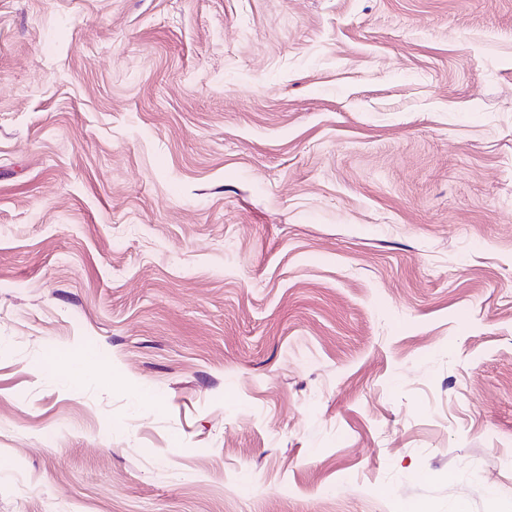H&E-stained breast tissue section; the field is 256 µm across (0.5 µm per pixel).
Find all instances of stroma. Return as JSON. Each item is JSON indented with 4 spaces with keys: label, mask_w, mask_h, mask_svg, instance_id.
Listing matches in <instances>:
<instances>
[{
    "label": "stroma",
    "mask_w": 512,
    "mask_h": 512,
    "mask_svg": "<svg viewBox=\"0 0 512 512\" xmlns=\"http://www.w3.org/2000/svg\"><path fill=\"white\" fill-rule=\"evenodd\" d=\"M512 512V0H0V512Z\"/></svg>",
    "instance_id": "obj_1"
}]
</instances>
